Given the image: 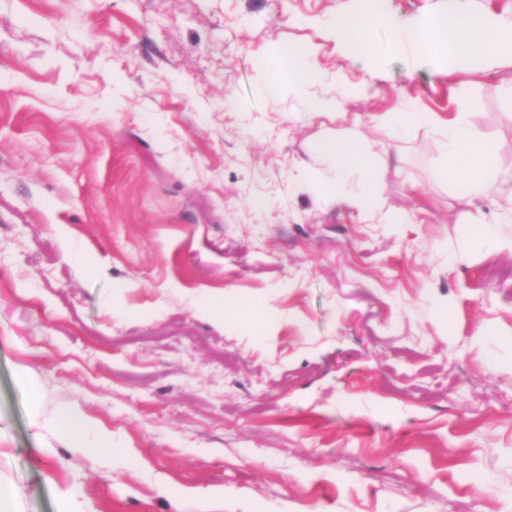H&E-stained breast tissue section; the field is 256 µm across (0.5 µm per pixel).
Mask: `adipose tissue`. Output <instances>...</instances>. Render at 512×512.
Here are the masks:
<instances>
[{
	"label": "adipose tissue",
	"mask_w": 512,
	"mask_h": 512,
	"mask_svg": "<svg viewBox=\"0 0 512 512\" xmlns=\"http://www.w3.org/2000/svg\"><path fill=\"white\" fill-rule=\"evenodd\" d=\"M368 2V7L358 15L339 16L331 24L337 43L352 50L365 64L372 61L371 33L381 26L390 28L393 44L402 51L452 63L463 76L485 66L500 47L512 45V23L490 16L477 18L464 13H446L415 23L385 13L382 0ZM389 119L400 129L417 123L438 126L445 156V164L439 174L448 179L462 196L485 198L497 183L512 181V170L499 166L494 146L486 133L465 113H457L441 126L428 112H394ZM313 150L330 162L335 171L333 183L324 185V192H337L340 184L357 179L358 189L347 195V203L362 213L374 212L381 175L390 163L389 155L372 154L368 146L336 136L321 137ZM55 425L87 460H94L97 452L111 447L108 432L92 425L81 413L61 410Z\"/></svg>",
	"instance_id": "ef3b65f1"
}]
</instances>
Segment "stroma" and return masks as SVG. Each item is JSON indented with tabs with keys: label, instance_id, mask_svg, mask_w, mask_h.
<instances>
[{
	"label": "stroma",
	"instance_id": "1",
	"mask_svg": "<svg viewBox=\"0 0 512 512\" xmlns=\"http://www.w3.org/2000/svg\"><path fill=\"white\" fill-rule=\"evenodd\" d=\"M363 0H0V482L18 512H512V199L459 197L430 126L512 167V49L457 78L328 33ZM419 22L512 0H384ZM321 81L263 92L279 52ZM311 97L338 116L296 121ZM331 134L395 163L321 196ZM411 224L400 223L403 214ZM112 436L89 464L53 423ZM222 499H215L214 491ZM283 57L288 67V80L295 88L308 86L322 78V73L304 50L286 48ZM389 120L398 129H404L417 123L429 126H435L438 123L428 112H393L389 115Z\"/></svg>",
	"mask_w": 512,
	"mask_h": 512
}]
</instances>
